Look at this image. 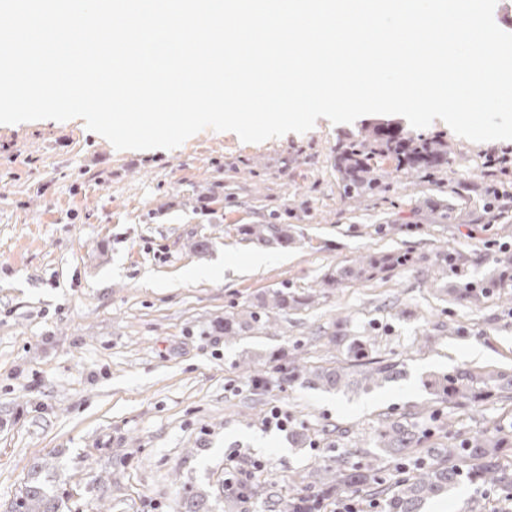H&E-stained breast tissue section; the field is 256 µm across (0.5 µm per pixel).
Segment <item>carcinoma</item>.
I'll return each instance as SVG.
<instances>
[{
    "mask_svg": "<svg viewBox=\"0 0 512 512\" xmlns=\"http://www.w3.org/2000/svg\"><path fill=\"white\" fill-rule=\"evenodd\" d=\"M376 156L395 159L398 170L430 169L448 162L441 141L409 136L400 130H376L371 140L341 142L336 145L334 165L342 177L346 197L373 196L387 190V184L371 176L368 161ZM241 232L263 244L291 240L288 228L279 224H266L262 229L245 225ZM423 262L443 276L452 273L458 277L457 283L446 292L461 306L476 305L505 288H512V258L505 255L489 257L491 273L479 281H472L461 274L460 254L446 249L438 251L431 259L409 251L361 255L326 273L320 286L343 288L386 273L415 268ZM305 304L307 299L279 289L272 292L269 300L261 297L258 304L243 312L225 314L224 321L216 324L215 330L226 337L238 336L255 325L268 323L267 308L270 306L286 311ZM345 340L343 321L339 320L329 334L328 343L335 347L346 345L345 366L311 368L298 357L290 358L282 351L273 359L271 370L247 366L245 371L249 372L254 389L261 395L269 390L273 377L283 384L319 385L326 390L345 392L353 388L367 390L400 376L396 363L369 357L366 342L358 340L347 344ZM429 387L432 404L424 405L402 419L386 418L373 439L374 447L380 449L396 469L404 471V478L387 486L383 478L360 463L338 459L303 476L301 483L304 487L292 497L285 500L274 494L265 496V507L280 512H322L328 501L344 494H366L379 501L381 512H421L426 500L448 493L465 480L499 490L505 493V500L512 501V471L499 462L501 450L512 447V436L483 430L461 436L453 430L452 420L441 409L443 404L478 403L491 399L512 401V374L497 372L479 376L462 370L435 379ZM435 432L448 437V447L438 449L436 459L430 462L413 459L417 448ZM260 497L259 486L247 482L238 488L224 490V500L233 504ZM208 502L207 495L188 490L176 502L175 512H210ZM11 512H61V498L50 488L48 481L40 478L39 466H32L30 481L11 506Z\"/></svg>",
    "mask_w": 512,
    "mask_h": 512,
    "instance_id": "carcinoma-1",
    "label": "carcinoma"
}]
</instances>
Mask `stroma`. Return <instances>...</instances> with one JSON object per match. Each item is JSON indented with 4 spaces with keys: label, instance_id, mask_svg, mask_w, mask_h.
<instances>
[{
    "label": "stroma",
    "instance_id": "obj_1",
    "mask_svg": "<svg viewBox=\"0 0 512 512\" xmlns=\"http://www.w3.org/2000/svg\"><path fill=\"white\" fill-rule=\"evenodd\" d=\"M387 125L441 140L447 164L399 172L374 159L389 190L346 198L337 143ZM246 224L286 225L292 241L252 242ZM446 248L474 279L487 256L512 255V140L475 143L438 119L417 130L369 114L321 117L257 144L207 128L172 150L119 151L79 118L0 124V512L35 462L62 512H173L190 488L220 512L227 472L272 474L285 498L298 475L339 455L397 482L373 446L382 419L430 401L427 382L443 374H512V289L462 307L424 270L339 290L320 281L363 253ZM257 251L268 264L233 275L229 263ZM197 268L207 277L188 278ZM284 287L307 304L270 310L269 325L233 338L214 332L225 313ZM340 316L349 338L374 337L373 357L402 376L358 393L276 387L254 406L245 366L269 368L283 349L310 366L343 360L315 341ZM275 409L289 428L345 434L295 444L260 419ZM447 413L462 434L512 433L508 401ZM473 499L475 512H503L497 492L466 482L422 512H466Z\"/></svg>",
    "mask_w": 512,
    "mask_h": 512
}]
</instances>
